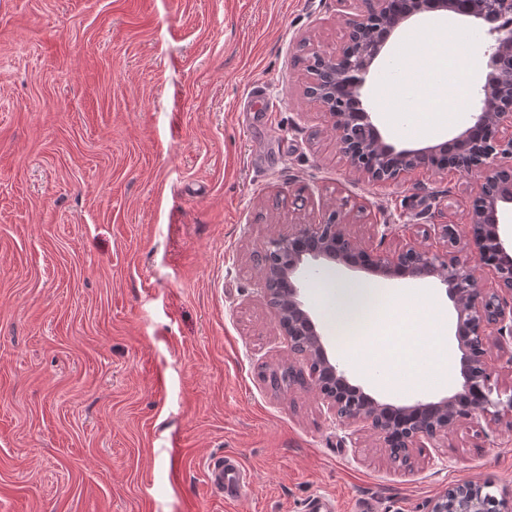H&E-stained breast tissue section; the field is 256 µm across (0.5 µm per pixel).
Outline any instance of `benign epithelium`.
I'll return each mask as SVG.
<instances>
[{
	"label": "benign epithelium",
	"mask_w": 512,
	"mask_h": 512,
	"mask_svg": "<svg viewBox=\"0 0 512 512\" xmlns=\"http://www.w3.org/2000/svg\"><path fill=\"white\" fill-rule=\"evenodd\" d=\"M431 2L446 9L450 0H410L404 14L392 11L390 0H362L364 10L346 19L350 42L359 44L358 51L349 57L341 50L321 53L309 61L307 69L312 75L303 94L330 116L341 153L371 182H397L419 168L481 172L476 200L484 209L470 211L465 247L481 266L494 271L497 287L490 292L481 287L471 262L461 255L460 238L452 224L438 225L439 245L435 247L415 238L394 252H382L359 243L347 225L333 216L314 224H297L288 234L269 238L257 255L263 296L288 338L290 351L302 361L289 366L288 372L322 396L337 422L368 426L387 453L404 462L412 459L413 449L447 435L462 421L490 414L497 420L508 419L512 426V395L502 398L492 384L491 354L486 346L492 331L512 339V256L497 217L498 204H512V164L497 161L500 156L512 158V70L507 68L512 63V34L491 30L495 34L491 72L471 129L489 125L494 135L476 164L457 156L458 146L467 138L465 132L432 148L396 149L385 142L361 100L370 68L389 38L406 18L423 13ZM467 13L488 21L511 14L512 0H468ZM355 121L366 123L372 133L371 140L359 146L350 136ZM336 258L344 259L348 268L362 266L389 279L412 277L420 265L439 274L450 286L457 313L461 391L438 402L395 406L379 403L349 382L346 370L329 359L301 300L302 288L321 276L323 261ZM483 489L476 481L448 488L431 502L430 512H512V496L498 499Z\"/></svg>",
	"instance_id": "obj_1"
}]
</instances>
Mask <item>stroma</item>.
I'll use <instances>...</instances> for the list:
<instances>
[{
	"label": "stroma",
	"instance_id": "1",
	"mask_svg": "<svg viewBox=\"0 0 512 512\" xmlns=\"http://www.w3.org/2000/svg\"><path fill=\"white\" fill-rule=\"evenodd\" d=\"M338 0H0V512H428L448 486L512 494V428L463 423L390 462L292 360L252 255L338 215L363 245L453 222L477 177L372 184L303 95L345 41ZM277 101L259 112L251 93ZM304 291L330 359L377 401H437L354 369ZM236 454L238 501L204 462Z\"/></svg>",
	"mask_w": 512,
	"mask_h": 512
}]
</instances>
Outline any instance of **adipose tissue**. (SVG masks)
<instances>
[{"mask_svg": "<svg viewBox=\"0 0 512 512\" xmlns=\"http://www.w3.org/2000/svg\"><path fill=\"white\" fill-rule=\"evenodd\" d=\"M465 35V28L448 29L443 15L436 13L423 32L402 38L395 51L400 81L377 102L386 120H399L397 101L407 94L426 105L413 127L415 135L440 138L467 121V113L456 106L467 99L482 64L460 54Z\"/></svg>", "mask_w": 512, "mask_h": 512, "instance_id": "obj_1", "label": "adipose tissue"}]
</instances>
